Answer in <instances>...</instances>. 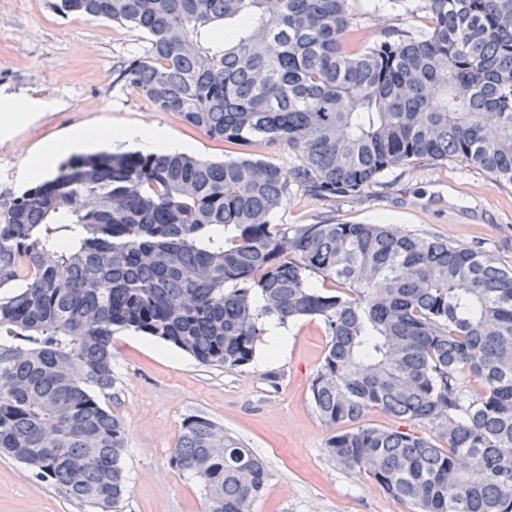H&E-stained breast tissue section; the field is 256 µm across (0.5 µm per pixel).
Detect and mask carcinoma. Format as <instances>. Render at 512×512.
Here are the masks:
<instances>
[{"label":"carcinoma","instance_id":"cac0c4a2","mask_svg":"<svg viewBox=\"0 0 512 512\" xmlns=\"http://www.w3.org/2000/svg\"><path fill=\"white\" fill-rule=\"evenodd\" d=\"M420 2L426 32L363 46L349 0H56L145 36L118 79L158 110L301 163L77 154L19 197L0 220L1 454L116 512L115 333L235 369L269 321L311 318L331 336L310 391L333 461L414 512H512V270L390 224L271 222L294 186L356 196L421 161L512 185V0ZM370 408L435 438L358 425ZM169 464L202 485L205 512H250L268 479L203 416L184 420ZM251 153V157L271 162L283 170H290L300 163L299 155L289 149L287 145H281L275 149L258 146L246 151Z\"/></svg>","mask_w":512,"mask_h":512}]
</instances>
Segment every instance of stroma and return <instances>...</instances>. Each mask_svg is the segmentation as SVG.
I'll list each match as a JSON object with an SVG mask.
<instances>
[{
	"label": "stroma",
	"mask_w": 512,
	"mask_h": 512,
	"mask_svg": "<svg viewBox=\"0 0 512 512\" xmlns=\"http://www.w3.org/2000/svg\"><path fill=\"white\" fill-rule=\"evenodd\" d=\"M54 0H0V89L54 101L13 138L0 140V215L27 191L18 169L43 141L72 128L144 120L194 147L196 157L225 160L239 147L209 138L177 115L156 110L117 82L120 66L140 56L143 34L108 20L64 14ZM360 44L388 30L425 31L419 0H350ZM276 224H376L436 237L491 255L512 269V185L458 161L424 162L386 174L361 195L324 198L293 188ZM280 352L261 343L237 369L200 365L173 345L121 331L112 338L116 385L110 406L127 429L129 493L121 512H203L197 482L169 464L183 420L203 415L243 441L268 468L251 512H412L374 479L331 460V428L319 418L310 387L329 338L319 320L285 327ZM0 512H91L90 508L0 456Z\"/></svg>",
	"instance_id": "1"
}]
</instances>
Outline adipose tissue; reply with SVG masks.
<instances>
[{
    "instance_id": "obj_1",
    "label": "adipose tissue",
    "mask_w": 512,
    "mask_h": 512,
    "mask_svg": "<svg viewBox=\"0 0 512 512\" xmlns=\"http://www.w3.org/2000/svg\"><path fill=\"white\" fill-rule=\"evenodd\" d=\"M48 107V101L0 90V138L12 136L22 122ZM115 144H126L144 152L154 153H181L190 148L189 143L177 139L168 131L147 121L135 125L80 127L66 137L42 143L27 161L25 178L29 181L45 179L63 157L89 147H107Z\"/></svg>"
}]
</instances>
